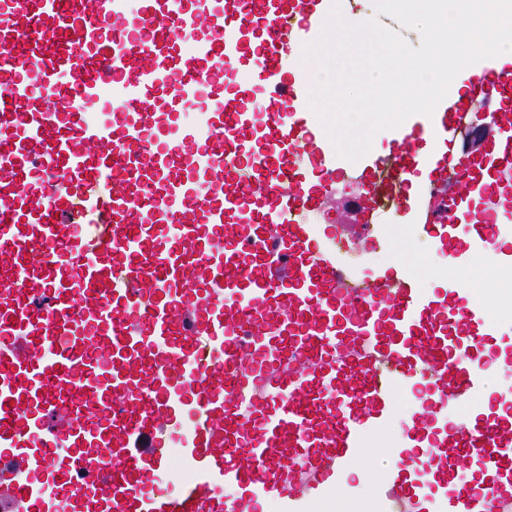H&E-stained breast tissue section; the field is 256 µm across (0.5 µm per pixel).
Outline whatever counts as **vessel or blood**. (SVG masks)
<instances>
[{
    "label": "vessel or blood",
    "instance_id": "obj_1",
    "mask_svg": "<svg viewBox=\"0 0 512 512\" xmlns=\"http://www.w3.org/2000/svg\"><path fill=\"white\" fill-rule=\"evenodd\" d=\"M332 5L0 0V512H512V319L469 301L500 229L463 233L512 180V63L360 160L369 242L384 201L460 267L428 291L302 219L344 164L299 53Z\"/></svg>",
    "mask_w": 512,
    "mask_h": 512
}]
</instances>
